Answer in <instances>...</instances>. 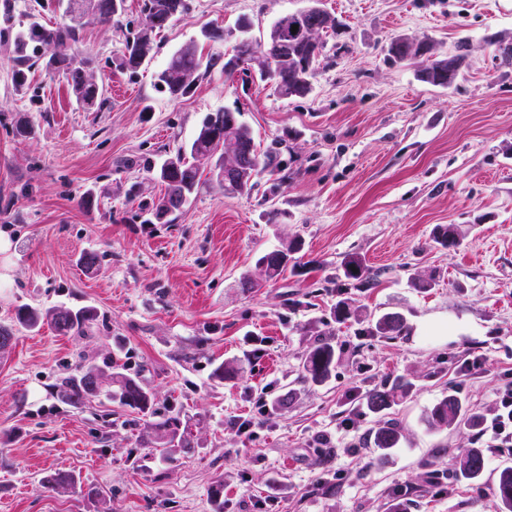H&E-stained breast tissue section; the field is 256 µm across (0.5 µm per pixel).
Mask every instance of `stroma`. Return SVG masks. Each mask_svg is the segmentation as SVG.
<instances>
[{
  "mask_svg": "<svg viewBox=\"0 0 512 512\" xmlns=\"http://www.w3.org/2000/svg\"><path fill=\"white\" fill-rule=\"evenodd\" d=\"M47 2L0 0V226L12 239L0 326L15 335L0 353V512H213L216 488L224 512H390L398 494L408 512H499L454 477L458 450L483 447L479 431L435 432L425 416L464 354L483 359L463 392L475 412L491 415L512 377V65L494 45L512 42V0H321L340 26L321 37L307 96L279 95L252 62L244 76L211 69L178 100L155 85L174 50L232 55L234 37L210 42L203 30L246 17L259 40L309 0H188L134 75L119 62L143 0H126L121 24L89 25L79 45L105 98L90 111L44 67L13 80L15 32L62 19ZM398 37L460 56L455 85L390 63ZM236 108L281 169L241 195L204 186L169 222L146 223L139 203L162 190L148 165L191 140L206 113ZM21 119L29 137L15 134ZM88 191L97 206L82 205ZM448 224L459 247L434 241ZM296 239V270L265 280L258 258ZM90 250L102 260L88 271ZM350 254L377 273L374 287H339ZM341 299L359 319L334 321ZM23 304L90 307L97 319L82 335L29 331L13 324ZM387 312L403 315L402 335H363V316ZM327 330L335 371L299 381ZM111 362L152 393L158 418H180L189 452L143 447V416L106 397H56L62 378ZM400 378L410 394L385 415L359 405ZM383 417L403 429L385 452L370 439ZM58 471L73 492L47 486Z\"/></svg>",
  "mask_w": 512,
  "mask_h": 512,
  "instance_id": "obj_1",
  "label": "stroma"
}]
</instances>
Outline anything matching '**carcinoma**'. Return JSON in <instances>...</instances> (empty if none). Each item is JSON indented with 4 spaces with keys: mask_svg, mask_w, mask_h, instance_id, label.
Returning a JSON list of instances; mask_svg holds the SVG:
<instances>
[{
    "mask_svg": "<svg viewBox=\"0 0 512 512\" xmlns=\"http://www.w3.org/2000/svg\"><path fill=\"white\" fill-rule=\"evenodd\" d=\"M63 6V19L54 26H47L33 20L19 31L13 39V79L22 85L27 81V71L38 65L43 54H49L48 67L61 76L76 100L90 110L103 104V88L99 86L89 61L74 54V47L81 41L84 28L91 23L107 24L119 22L123 17L125 0H93V7L87 18L76 14L77 0H57ZM187 10V0H144L142 11L145 19L140 31L125 41L120 66L123 70L135 74L146 62L153 50L154 38L178 16ZM324 21L321 30L305 37L292 33V26L306 25L303 12L298 11L279 16L270 25L266 38L246 42L238 41L234 54L224 60V75L231 76L240 70L241 64L257 54L280 56L275 75L269 77L260 72V79L271 83L279 94L285 97H304L312 88L322 44L320 35L336 31V18L323 12ZM421 59L420 75L424 82L435 87L449 88L457 81L458 75H448V63L444 59L431 55L432 47L419 48ZM217 58H204L195 43L186 44L174 51L164 67L156 73L155 81L159 91L177 100L187 95L201 71L210 70ZM185 71L192 72L188 81L181 79ZM240 110H218L209 112L202 119L200 127L183 148L179 149L172 163L166 159L148 171L155 173L156 179L164 186V193L152 202L144 203V209L153 218L162 213L171 215L181 210L195 195L202 184V175L209 163L203 156H223L230 147L224 130L229 121L236 123L234 138L240 141L242 150L260 161L262 167L273 164L275 156L267 151L258 153L250 127L241 120ZM461 234L458 226L450 224L440 227L434 236L435 243L443 248L460 244ZM301 243L295 242L287 250H272L258 259L259 266L268 279L278 277L291 261V254L297 252ZM343 277L356 288H369L377 281V275L370 272L357 255H350L341 265ZM49 321L61 335L80 334L91 327L96 320L93 309L83 307L72 309L57 307L41 311L29 305H20L15 309V324L29 330L39 328ZM405 328L404 319L398 313L383 314L371 321L366 330L368 336L392 338L399 336ZM337 352L332 338L325 337L312 347L302 365L300 379L321 384L328 380L336 367ZM412 388L408 381L384 384L368 392L364 397V407L372 413L388 409L399 398L407 396ZM60 393L70 404L82 406L100 395L118 402L124 407L138 409L145 413L152 405V395L144 390L134 379L117 371L109 375L95 366H89L82 372L64 378ZM483 415L473 412L466 406L459 392L453 388L443 396L429 411L426 423L431 430H477ZM144 443L162 448L166 454L184 451L191 447L186 430L181 428L178 417L170 416L161 422L148 421L144 424ZM401 439V430L397 423L388 421L374 432V447L386 451L397 447ZM457 473L460 479L468 481L472 489L483 492L482 481L485 469L484 449L465 448L456 457ZM492 495L499 503L500 512H512V465H503L491 487Z\"/></svg>",
    "mask_w": 512,
    "mask_h": 512,
    "instance_id": "1",
    "label": "carcinoma"
}]
</instances>
